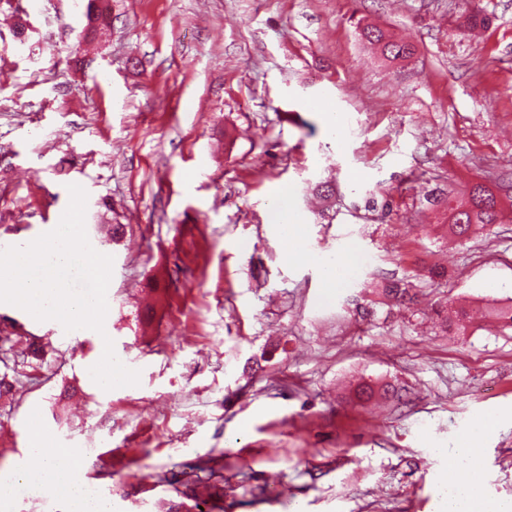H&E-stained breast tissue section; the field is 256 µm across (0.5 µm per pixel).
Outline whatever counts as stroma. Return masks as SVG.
I'll use <instances>...</instances> for the list:
<instances>
[{"label":"stroma","instance_id":"35a3bbf8","mask_svg":"<svg viewBox=\"0 0 512 512\" xmlns=\"http://www.w3.org/2000/svg\"><path fill=\"white\" fill-rule=\"evenodd\" d=\"M30 2L0 0V246L49 232L77 184L113 268L100 333L0 304V338L45 351L0 398V469L38 432L112 512H157L165 476L197 468L224 488L204 512H436L448 451L487 421L485 494L512 502V330L436 315L512 300V223L452 244L424 198L512 200V0H479L476 36L467 0H112L94 43L81 0ZM367 22L414 58L373 53ZM283 186L311 253L294 263L268 222ZM348 245L324 298L317 261ZM108 339L138 385L89 378ZM362 379L396 392L361 402Z\"/></svg>","mask_w":512,"mask_h":512}]
</instances>
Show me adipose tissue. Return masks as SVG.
I'll return each instance as SVG.
<instances>
[{"mask_svg":"<svg viewBox=\"0 0 512 512\" xmlns=\"http://www.w3.org/2000/svg\"><path fill=\"white\" fill-rule=\"evenodd\" d=\"M272 224L282 243L286 261L298 258L304 249L303 226L291 203L288 190H280L269 212ZM68 448L48 447L44 438L32 436L27 450V463L0 471V502L11 503L18 484H26L31 494L51 487L59 491L70 504V512H110L109 503L92 496L91 487L83 474L68 461ZM453 460L463 476L448 475L442 488L441 512H512V505L489 500L472 471L475 450L472 440H464Z\"/></svg>","mask_w":512,"mask_h":512,"instance_id":"adipose-tissue-1","label":"adipose tissue"}]
</instances>
